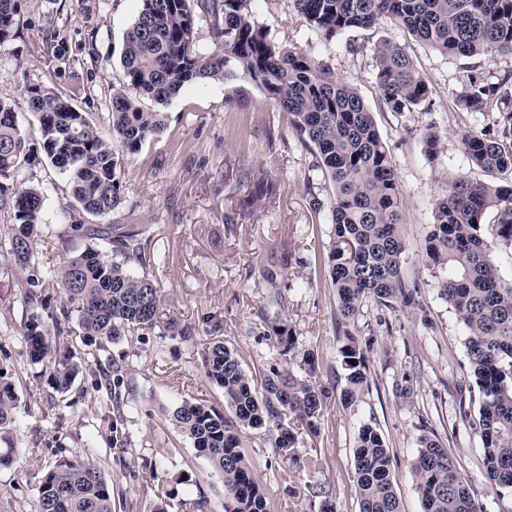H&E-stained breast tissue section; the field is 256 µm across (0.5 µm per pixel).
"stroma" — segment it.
Listing matches in <instances>:
<instances>
[{"label":"stroma","instance_id":"1","mask_svg":"<svg viewBox=\"0 0 512 512\" xmlns=\"http://www.w3.org/2000/svg\"><path fill=\"white\" fill-rule=\"evenodd\" d=\"M16 38L0 46V94L9 97L30 142L38 122L28 109L26 84L42 81L107 129L113 85L123 77V39L141 0H19ZM253 21L285 49L301 50L326 62L338 78L355 87L371 110L385 141L403 200L401 233L405 251L401 276L412 293L408 306L366 303L355 321L340 322L336 290L329 277L334 242L328 204L331 183L317 168L314 151L299 138L287 113L246 87L245 103L232 102V83L203 81L185 86L166 106V128L139 153L126 155L121 168L125 206L115 219L148 224L152 235L147 263L135 274L156 275L166 294L163 316L194 328L190 340L156 328L95 352L78 334L61 336L77 357L121 364L127 404L123 427L127 447H113L102 420L105 392L81 373L68 392L52 384L49 363H32L24 325L30 314L11 273L0 274V365L17 394L9 441L11 465L0 467V512H36L44 473L63 457L94 451L112 482L117 512H224V482L194 449L173 418L182 400L201 399L224 409V393L206 380L201 353L220 340L236 349L247 372L271 365L304 375L302 356L313 353L315 380L330 391L316 433L301 435L300 455L319 459L317 472L291 471L274 448L269 427L240 432V446L254 477L265 490L269 512H320L323 496L338 512H358L354 493V445L359 429L372 425L392 458L401 512H422L413 464L421 437L438 440L457 460L481 512H512V493L492 486L483 465L482 443L474 431L478 390L465 347L466 330L439 290L440 274L425 262L424 246L435 204L453 180H484L461 143L463 131L492 129L493 119L459 109L456 99L468 75L496 82L512 73V55L452 58L418 41L385 19L325 43L310 29L293 0H253ZM60 34L74 55L56 59L51 34ZM389 39L405 47L429 84L430 104L403 113L382 101L373 45ZM359 51H349V43ZM440 137L428 155L427 133ZM271 176L278 193L264 213L239 209L247 189L239 169ZM45 197L36 261L39 269L59 264L65 253L94 246L110 253L107 239L87 235L61 242L68 195L65 174L46 157L25 172ZM324 206L312 211L311 197ZM281 269L267 283L264 268ZM287 320L295 336L292 354L279 356L268 339L269 324ZM362 346L367 383L352 403H344L345 369L339 348L346 336ZM172 489L155 496L157 480Z\"/></svg>","mask_w":512,"mask_h":512}]
</instances>
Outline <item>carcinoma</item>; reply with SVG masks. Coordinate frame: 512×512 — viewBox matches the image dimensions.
<instances>
[{
  "instance_id": "obj_1",
  "label": "carcinoma",
  "mask_w": 512,
  "mask_h": 512,
  "mask_svg": "<svg viewBox=\"0 0 512 512\" xmlns=\"http://www.w3.org/2000/svg\"><path fill=\"white\" fill-rule=\"evenodd\" d=\"M142 6L123 42V81L112 88L108 112L111 138L101 135L90 114L43 82L26 85L28 108L38 120L39 149L68 178L65 224L73 231L85 217L106 218L125 203L121 160L139 152L163 132L166 106L187 85L201 81L246 80L264 98L292 117L301 139L319 158V168L334 186L331 223L335 244L330 253L331 284L336 288L342 322L353 320L367 302L391 306L407 302L400 276L405 243L400 233L402 197L391 156L372 112L354 87L326 64L297 49L276 46L251 18V0H141ZM310 27L327 43L353 29L390 19L443 55L494 58L512 53V0H293ZM17 0H0V46L15 35ZM207 19L213 48L199 43L198 24ZM376 78L393 112L411 110L431 93L414 60L397 43L382 39L373 47ZM512 74L496 83L469 77L457 106L466 112H493L500 134L467 130L465 153L484 181L455 179L435 204L425 240V257L442 272L441 294L454 309L467 336L465 346L480 393L476 432L483 463L495 487L512 489V285L501 283L494 245L512 247ZM154 102L149 109L143 100ZM33 148L6 99L0 97V269H10L24 288L31 313L25 324L29 357L48 361L56 386L67 389L79 371L68 346L52 335L70 332L76 320L88 345L99 351L158 326L165 294L157 280L135 275L131 266L146 262L150 227L130 228L108 237L117 261L89 245L45 271L32 263L42 226L44 194L18 180L31 164ZM249 188L240 205L254 211L277 194L276 183L242 172ZM493 215L496 244L480 234ZM63 299L50 310L46 291ZM281 354L295 346L284 324L272 327ZM346 370L343 400L358 398L367 384L363 349L351 336L339 349ZM0 367V436L13 427L17 395ZM203 372L223 389L229 414L201 402L184 400L173 417L193 447L224 480V512H268L266 492L254 480L239 446L237 432L271 425L275 447L292 468L314 472L316 459L295 450L299 431L316 433L329 391L291 370L272 366L256 380L236 351L222 343L208 347ZM96 388H105L104 420L112 446L125 448L122 430V368L92 371ZM358 512H401L391 474L390 449L379 431L363 425L354 446ZM423 512H481L454 457L439 441L420 439L414 463ZM39 512H113L112 485L92 453L63 457L39 486Z\"/></svg>"
}]
</instances>
